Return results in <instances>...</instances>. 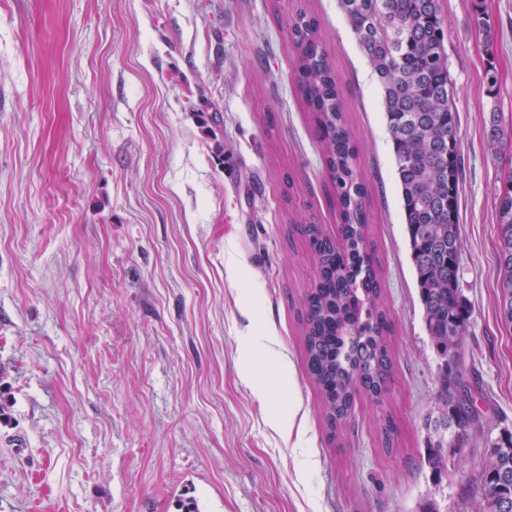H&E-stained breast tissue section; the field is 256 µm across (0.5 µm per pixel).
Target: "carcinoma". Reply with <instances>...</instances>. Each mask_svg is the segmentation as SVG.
Listing matches in <instances>:
<instances>
[{"label": "carcinoma", "mask_w": 512, "mask_h": 512, "mask_svg": "<svg viewBox=\"0 0 512 512\" xmlns=\"http://www.w3.org/2000/svg\"><path fill=\"white\" fill-rule=\"evenodd\" d=\"M362 54L382 90L393 144L410 259L429 341L439 360L437 416L425 421L427 463L441 477L442 448H461L482 429L479 388L463 366L470 310L460 284L458 113L448 72L438 0H339ZM485 43L495 27L475 10ZM300 97L311 112L341 220L331 240L310 224L315 287L305 295L303 341L307 368L336 428L356 396L385 393L392 362L391 326L380 303L381 282L369 251L367 188L358 150L346 128L341 89L324 50L317 20L305 13L288 23ZM499 317L512 324V178L496 194ZM478 484V512H500L512 501V433L487 441Z\"/></svg>", "instance_id": "cac0c4a2"}]
</instances>
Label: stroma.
<instances>
[{"label":"stroma","mask_w":512,"mask_h":512,"mask_svg":"<svg viewBox=\"0 0 512 512\" xmlns=\"http://www.w3.org/2000/svg\"><path fill=\"white\" fill-rule=\"evenodd\" d=\"M439 4L459 117L465 361L486 421L436 484L424 421L439 362L381 89L338 0H0V512H179L188 491L210 512H421L431 498L476 512L485 444L512 431L495 212L512 158L485 134L495 113L512 126V0ZM300 11L342 89L392 326L385 395L357 397L338 430L302 337L315 268L301 225L331 238L339 226L293 77ZM213 107L216 132L198 117ZM252 335L272 339L255 360L263 404L239 378Z\"/></svg>","instance_id":"obj_1"}]
</instances>
